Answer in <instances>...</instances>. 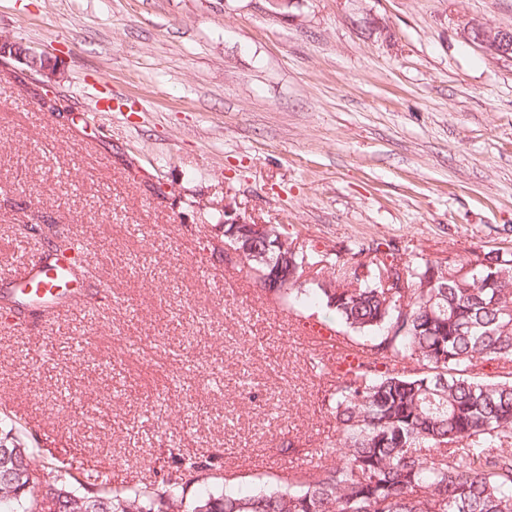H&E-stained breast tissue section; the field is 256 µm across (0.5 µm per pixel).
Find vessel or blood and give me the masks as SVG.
Masks as SVG:
<instances>
[{
  "label": "vessel or blood",
  "instance_id": "vessel-or-blood-1",
  "mask_svg": "<svg viewBox=\"0 0 512 512\" xmlns=\"http://www.w3.org/2000/svg\"><path fill=\"white\" fill-rule=\"evenodd\" d=\"M86 265L52 253L31 263L17 283L0 289V319L10 326L43 322L82 308L89 299L79 281Z\"/></svg>",
  "mask_w": 512,
  "mask_h": 512
}]
</instances>
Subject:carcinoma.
<instances>
[{"label":"carcinoma","instance_id":"1","mask_svg":"<svg viewBox=\"0 0 512 512\" xmlns=\"http://www.w3.org/2000/svg\"><path fill=\"white\" fill-rule=\"evenodd\" d=\"M482 258L494 267L474 265ZM398 259L356 245L336 287L312 289L354 362L331 393L336 439L316 449L311 469L188 499L185 486L214 463L179 456L177 481L105 495L65 466L32 465L5 437L0 512H512V250L405 257L399 269ZM293 263L295 272L276 257L242 268L254 279L279 272L268 291L288 298L311 266L302 250ZM431 270L437 282L420 287ZM383 271L407 287L384 286Z\"/></svg>","mask_w":512,"mask_h":512}]
</instances>
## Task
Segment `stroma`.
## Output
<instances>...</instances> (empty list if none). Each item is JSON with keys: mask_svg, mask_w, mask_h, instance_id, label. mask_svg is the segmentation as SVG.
I'll return each mask as SVG.
<instances>
[{"mask_svg": "<svg viewBox=\"0 0 512 512\" xmlns=\"http://www.w3.org/2000/svg\"><path fill=\"white\" fill-rule=\"evenodd\" d=\"M512 0H0V284L59 230L89 303L0 329V430L112 487L218 458L185 494L248 489L334 439L333 351L224 253V220L444 259L512 249V60L469 43ZM112 110L88 120L96 101ZM11 58L26 64L33 70L46 73V75H53L58 66L57 58L47 54H38L36 51L25 48L20 44L12 42L8 39H0V60ZM42 61V63H41Z\"/></svg>", "mask_w": 512, "mask_h": 512, "instance_id": "obj_1", "label": "stroma"}]
</instances>
